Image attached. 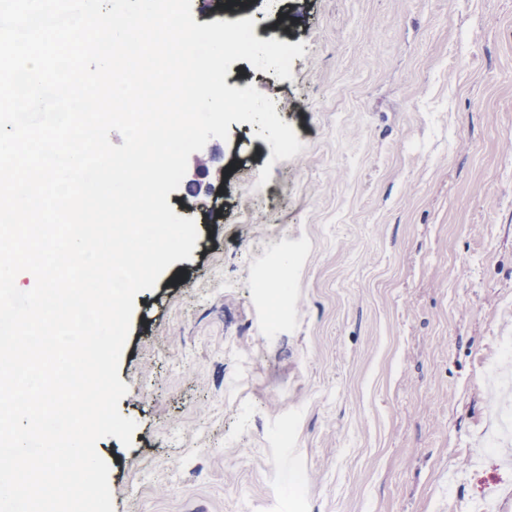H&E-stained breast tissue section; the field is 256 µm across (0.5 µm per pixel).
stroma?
Here are the masks:
<instances>
[{"label": "stroma", "mask_w": 512, "mask_h": 512, "mask_svg": "<svg viewBox=\"0 0 512 512\" xmlns=\"http://www.w3.org/2000/svg\"><path fill=\"white\" fill-rule=\"evenodd\" d=\"M303 44L292 78L233 62L302 150L254 125L193 153L191 259L135 300L101 439L114 512H512V0H244ZM271 166L265 186L259 172Z\"/></svg>", "instance_id": "35a3bbf8"}]
</instances>
